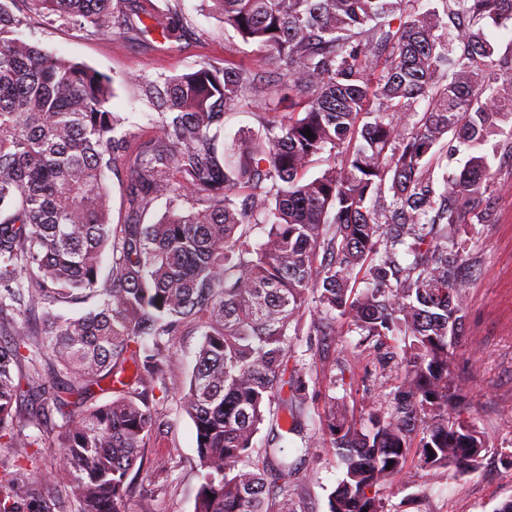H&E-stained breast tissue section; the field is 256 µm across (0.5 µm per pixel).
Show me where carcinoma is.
Masks as SVG:
<instances>
[{"label":"carcinoma","instance_id":"carcinoma-1","mask_svg":"<svg viewBox=\"0 0 512 512\" xmlns=\"http://www.w3.org/2000/svg\"><path fill=\"white\" fill-rule=\"evenodd\" d=\"M213 2L243 43L272 51L274 74L226 59L144 76L157 119L136 137L117 132L107 75L18 37L31 17L111 34L112 0H0V452L34 464L29 449L47 442L59 456L48 477L1 475L0 512L67 500L126 512L132 498L155 512L136 478L165 437L175 340L195 326L180 393L197 436L195 512H305L298 474L327 443L344 467L329 512H385L383 484L484 458L450 364L467 307L461 226L488 223L497 187L476 149L512 122V64L480 22L512 24V0ZM281 84L291 112L262 113L261 139L220 150L224 112L269 105ZM448 134L472 153L437 189ZM118 159L130 189L114 225L104 173ZM161 198L167 214L140 223ZM342 323L378 372L393 365L395 390L359 417L330 399L309 436L291 343L342 342ZM97 389L112 400L91 403ZM290 434L305 447L281 445Z\"/></svg>","mask_w":512,"mask_h":512}]
</instances>
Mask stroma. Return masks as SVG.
Wrapping results in <instances>:
<instances>
[{
  "mask_svg": "<svg viewBox=\"0 0 512 512\" xmlns=\"http://www.w3.org/2000/svg\"><path fill=\"white\" fill-rule=\"evenodd\" d=\"M118 15L161 14L176 9L167 33L120 37L89 36L71 25L53 26L30 22L24 37L45 51L85 64L110 77L114 96L110 108L124 129L143 135L151 132L152 109L141 99L137 77L181 74L209 63L223 66L225 58L252 69L264 65L266 54L256 45L244 44L226 29L219 15L202 0H114ZM499 186L487 201L491 220L475 225L478 241L468 257V304L463 330L451 365L464 403L486 440L482 464L465 472L422 475L416 482L386 483L380 495L388 512H496L512 499V466L504 462L512 454V160L500 161ZM202 341L200 330L178 337L169 365L170 393L163 406L167 433L159 445L149 448V458H162L166 472L144 468L140 478L159 488L157 512H194L200 471L196 429L180 403V390L188 381ZM357 333L344 344L325 341L309 348L294 341L292 350L304 373L311 398L308 427L317 429L328 399L336 398L370 410L391 393L395 375L381 377L372 356L353 363ZM356 371L354 385L340 383L346 365ZM343 475L334 449L318 448L299 473L307 494L309 512H328L327 500Z\"/></svg>",
  "mask_w": 512,
  "mask_h": 512,
  "instance_id": "1",
  "label": "stroma"
}]
</instances>
